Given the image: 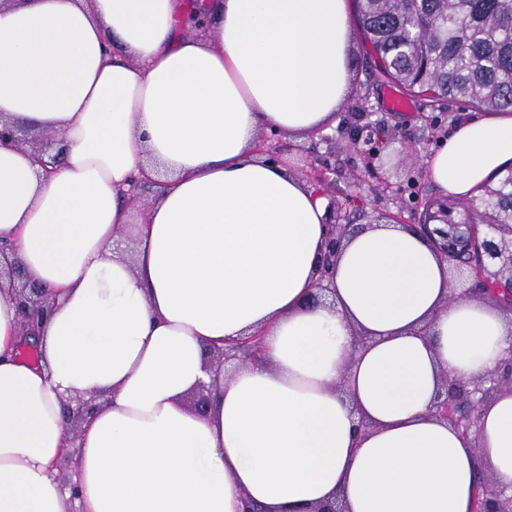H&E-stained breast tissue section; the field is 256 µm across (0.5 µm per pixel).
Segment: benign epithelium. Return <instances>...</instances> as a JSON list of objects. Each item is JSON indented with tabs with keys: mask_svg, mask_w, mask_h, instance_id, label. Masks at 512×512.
Masks as SVG:
<instances>
[{
	"mask_svg": "<svg viewBox=\"0 0 512 512\" xmlns=\"http://www.w3.org/2000/svg\"><path fill=\"white\" fill-rule=\"evenodd\" d=\"M9 142L18 148L30 151L45 173L62 160V151H53L54 137L45 135V143L35 146L26 138L25 131L4 120H0V143ZM330 168L325 161L317 159L305 174L312 191L319 197L329 199L327 205V235L322 258V268L317 284V292L311 296L312 302L329 292L327 282L333 276L336 251L350 230L343 223L345 216L336 208V199L329 193L331 182ZM425 221L411 224L409 228L420 233L432 245L435 252L449 264V275L465 284L461 289L451 288L450 300L466 298L479 292L485 282H494L508 288V297L493 294L499 302L512 310V223L510 224H450L448 205L441 202H424ZM0 279L8 281L15 302L22 314L19 349L33 356V346L27 337L33 334L35 323L44 315L46 300L43 290L24 279L21 266L16 261H5L0 266ZM262 349V337L252 335L232 346H214L209 349V367L213 370L210 384L202 385L196 393L202 396L198 412H208L214 391L221 382L226 365L234 360L255 359L254 352ZM444 393L438 395L434 405L435 416L454 427L470 431L477 423L479 408L494 393L502 389H512V357L504 362L503 369L482 380L470 381L459 377L445 379ZM96 407L95 398L81 396L68 398L67 413L76 422L85 421ZM472 512H512V495L507 496L495 485L482 484L481 497L474 502Z\"/></svg>",
	"mask_w": 512,
	"mask_h": 512,
	"instance_id": "1",
	"label": "benign epithelium"
}]
</instances>
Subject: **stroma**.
I'll use <instances>...</instances> for the list:
<instances>
[{
	"mask_svg": "<svg viewBox=\"0 0 512 512\" xmlns=\"http://www.w3.org/2000/svg\"><path fill=\"white\" fill-rule=\"evenodd\" d=\"M351 67L350 84L360 87V97L345 96L336 110V125L332 132L334 144L315 137L302 140L278 138L277 143L287 153L295 176H303L310 160L316 155L327 156L334 169L336 201L344 210L359 214L369 224L383 211L401 212L405 223H413L422 205L441 193L425 171V161L437 141L424 130V119L438 117L444 132H451L457 117L477 116V109L466 103H454L443 108H431L425 100L412 98V106L404 112L392 110L387 99L391 88L374 84L366 49L358 33L349 40ZM359 139V150H352L351 139ZM415 153H408L407 145ZM380 151L381 163L366 167V151ZM391 183L392 191L383 196L378 188Z\"/></svg>",
	"mask_w": 512,
	"mask_h": 512,
	"instance_id": "35a3bbf8",
	"label": "stroma"
}]
</instances>
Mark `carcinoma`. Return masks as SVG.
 Returning a JSON list of instances; mask_svg holds the SVG:
<instances>
[{
  "instance_id": "1",
  "label": "carcinoma",
  "mask_w": 512,
  "mask_h": 512,
  "mask_svg": "<svg viewBox=\"0 0 512 512\" xmlns=\"http://www.w3.org/2000/svg\"><path fill=\"white\" fill-rule=\"evenodd\" d=\"M377 76L407 95L512 112V0H354ZM508 224L486 196L467 219Z\"/></svg>"
}]
</instances>
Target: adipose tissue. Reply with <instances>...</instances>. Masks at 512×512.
Instances as JSON below:
<instances>
[{"instance_id":"adipose-tissue-1","label":"adipose tissue","mask_w":512,"mask_h":512,"mask_svg":"<svg viewBox=\"0 0 512 512\" xmlns=\"http://www.w3.org/2000/svg\"><path fill=\"white\" fill-rule=\"evenodd\" d=\"M23 0L0 10V116L53 134L44 176L0 145V245L52 310L38 365L0 290V512H471L479 479L512 494V392L464 434L432 416L446 377L512 356V315L450 301L418 234L346 237L333 293L312 305L322 199L270 163L265 130L308 136L348 91L347 0ZM512 158V114L461 124L427 160L470 198ZM169 176L135 222L140 173ZM127 233L130 254L113 243ZM261 334L258 360L207 414L209 346ZM105 395L67 432L65 399ZM79 450L71 497L55 465Z\"/></svg>"}]
</instances>
